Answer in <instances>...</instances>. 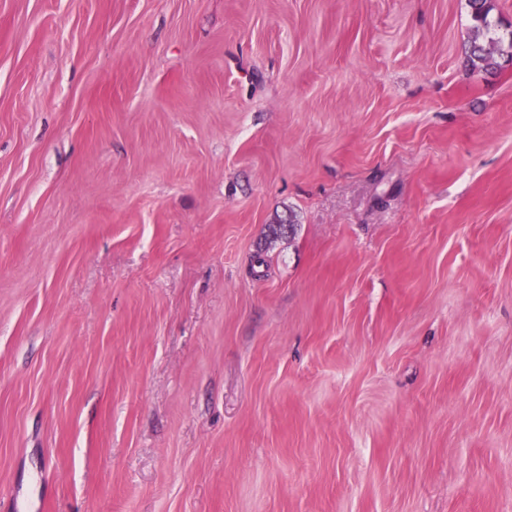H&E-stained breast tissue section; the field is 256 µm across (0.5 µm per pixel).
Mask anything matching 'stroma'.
I'll use <instances>...</instances> for the list:
<instances>
[{"mask_svg": "<svg viewBox=\"0 0 512 512\" xmlns=\"http://www.w3.org/2000/svg\"><path fill=\"white\" fill-rule=\"evenodd\" d=\"M470 36L0 0V512H512V57Z\"/></svg>", "mask_w": 512, "mask_h": 512, "instance_id": "obj_1", "label": "stroma"}]
</instances>
